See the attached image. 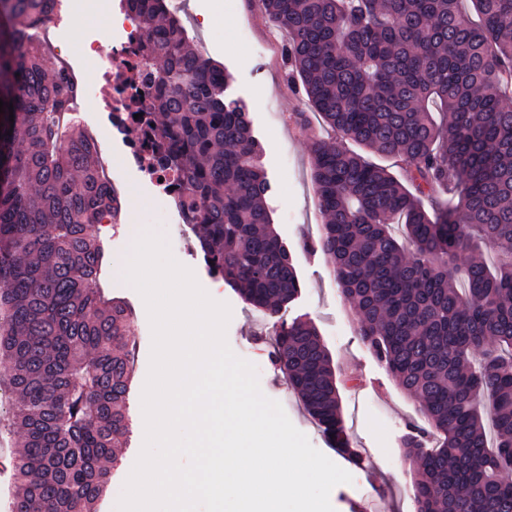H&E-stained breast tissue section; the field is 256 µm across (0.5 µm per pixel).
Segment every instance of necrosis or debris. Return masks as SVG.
<instances>
[{"instance_id":"1","label":"necrosis or debris","mask_w":512,"mask_h":512,"mask_svg":"<svg viewBox=\"0 0 512 512\" xmlns=\"http://www.w3.org/2000/svg\"><path fill=\"white\" fill-rule=\"evenodd\" d=\"M69 22L85 26L84 48L67 76L82 97L96 96L119 126L146 127L149 124L148 89L139 77L142 57L139 52L145 35L137 16L121 0H64ZM95 69L100 79L88 85L84 71ZM151 138L143 137L128 146L131 166L145 169L153 191L162 200L175 198L178 178L175 174L148 169L153 153Z\"/></svg>"}]
</instances>
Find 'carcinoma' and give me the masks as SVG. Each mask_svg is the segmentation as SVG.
<instances>
[{"mask_svg":"<svg viewBox=\"0 0 512 512\" xmlns=\"http://www.w3.org/2000/svg\"><path fill=\"white\" fill-rule=\"evenodd\" d=\"M146 35L150 166L182 178L209 270L273 316L301 284L273 228L250 112L230 74L187 45L167 0H125ZM285 32L306 112L328 260L359 335L427 427L418 512H512V0H257ZM50 0H0V360L18 405L11 512H96L130 433L135 362L126 305L94 283L93 226L117 217L94 139L69 118L66 70L39 31ZM14 122H9V114ZM12 134H6V131ZM395 157L404 177L349 150ZM445 190L448 203L435 200ZM505 257L490 269L483 250ZM275 361L351 460L335 371L316 328H275ZM439 444L426 447V436Z\"/></svg>","mask_w":512,"mask_h":512,"instance_id":"1","label":"carcinoma"}]
</instances>
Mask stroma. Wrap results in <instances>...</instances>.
<instances>
[{
	"label": "stroma",
	"mask_w": 512,
	"mask_h": 512,
	"mask_svg": "<svg viewBox=\"0 0 512 512\" xmlns=\"http://www.w3.org/2000/svg\"><path fill=\"white\" fill-rule=\"evenodd\" d=\"M204 1L221 19L207 33L197 30L189 18L190 10ZM176 15L191 45L230 73L229 95L244 100L248 106L270 182L266 201L274 228L288 246L301 283L298 298L282 309L279 318L287 323L306 321L317 328L341 381L342 414L361 462L352 464L331 448L289 387L285 373L274 361L273 340L263 312L208 272L196 230L187 224L164 222V203L152 197L147 176L126 168L124 145L134 138V130H113L106 114L80 103L74 107V117L99 140L100 161L109 178L121 179L132 188L131 194L121 197L124 207L120 224L95 227L112 256L110 276L103 279L102 286L109 296L124 298L132 306L131 332L136 347L129 402L132 430L127 442L117 449L121 465L112 476L98 512H116L124 484L142 450L140 385L149 373L152 329L143 298L121 270V262L129 254L140 227L177 242L174 257L193 271L213 300L230 306L227 342L236 355L256 366L264 395L278 401L310 443L351 474L352 483L337 485L330 494L334 512H357L360 504L368 505V512H415L401 443L409 424L423 422L418 405L400 390L361 340L357 315L341 298L325 257L303 247L304 239L318 237L323 218L311 181L310 134L296 126L293 119L294 112L303 107L302 94L288 81L284 56L274 52L275 47L283 46L284 36L273 23L257 14L253 0H185ZM8 374L7 365L0 363V512L9 510L10 472L17 440L16 432L8 427L16 403L5 383Z\"/></svg>",
	"instance_id": "1"
}]
</instances>
